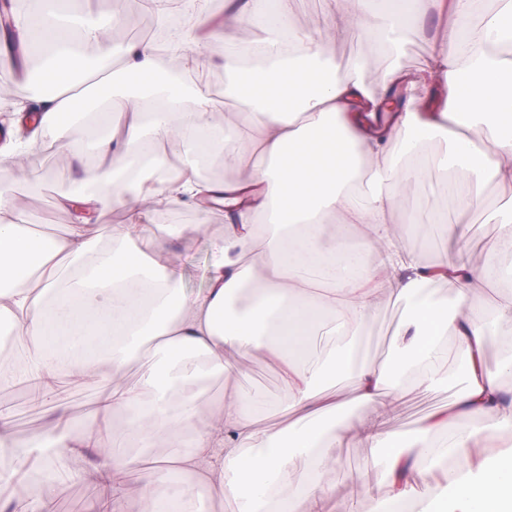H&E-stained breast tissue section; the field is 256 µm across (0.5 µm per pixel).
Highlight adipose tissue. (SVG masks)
<instances>
[{"label":"adipose tissue","instance_id":"ef3b65f1","mask_svg":"<svg viewBox=\"0 0 512 512\" xmlns=\"http://www.w3.org/2000/svg\"><path fill=\"white\" fill-rule=\"evenodd\" d=\"M212 0H151L158 24L183 18L174 36L180 74L160 66L154 43L115 46L110 24L62 12L57 0L21 17L28 51L51 50L42 75L53 87L35 107L17 101L0 143V163L25 175L44 139L65 142L73 127L95 122L99 163L90 175L94 195L62 197L74 216L58 237L25 226L16 199L0 193V321L31 347L0 362V385L21 381L34 404L55 401L61 375L104 381L95 421L82 435L69 428L57 404L45 425L56 451L41 441L19 447L9 414L0 412V453L13 462L0 512H53L35 467L54 468L59 454L99 449L80 472L101 490L98 512H189L192 499L232 498L238 512H329L319 483L335 468L333 449L352 435L386 451L385 495L377 512H397L421 488L432 459L451 458L466 479L444 472L447 486L434 512H512V457L490 463L473 456L512 427V398L501 384L512 353L496 366L478 363L490 321H512V292L489 296L494 281L512 280V0H497L479 28H471L475 0H434L448 18L420 70L384 67L377 85L365 82L367 62L342 64L328 46L352 32H375L395 52L414 30L425 0H326L323 20L289 30L295 0H230L216 19ZM257 30L250 62L224 59V103L202 89V50L220 34ZM437 76L443 96L422 74ZM486 132L477 144L471 131ZM444 140L436 160L448 175L458 210L480 212L499 224L481 260L458 251L432 261L393 232V214L406 188L424 176L422 149ZM176 150L179 167L160 158ZM223 159L233 178L202 176L207 158ZM505 188L498 200L488 185ZM224 208V232L210 240L207 286L188 295L176 262L160 244L137 247L141 224L178 206ZM120 207L123 223L101 245L87 229L95 212ZM267 227L256 234L255 224ZM432 282L450 284L448 302L426 297ZM406 302L396 331V356L379 364L353 363L365 320L383 298ZM333 328L342 341L322 363L304 359L308 339ZM453 335L465 377L446 409L424 418L413 437L387 431L394 403L410 379L432 387L438 347ZM275 364L288 393L287 423L260 429L259 396L223 393L207 419L198 406L213 376H235L243 360ZM111 372L101 376V363ZM140 366L136 383L125 375ZM327 372L350 374L352 399L366 412L339 419L335 393L316 391ZM487 421L474 430V417ZM447 444H437L439 433ZM164 434L169 452L153 450ZM135 451H127V443ZM138 473V498L126 477ZM288 498H279L280 489Z\"/></svg>","mask_w":512,"mask_h":512}]
</instances>
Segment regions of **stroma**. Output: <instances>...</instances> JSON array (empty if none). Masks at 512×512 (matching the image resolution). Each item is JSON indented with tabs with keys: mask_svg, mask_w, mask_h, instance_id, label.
I'll return each mask as SVG.
<instances>
[{
	"mask_svg": "<svg viewBox=\"0 0 512 512\" xmlns=\"http://www.w3.org/2000/svg\"><path fill=\"white\" fill-rule=\"evenodd\" d=\"M61 169L71 170L72 179H55V172ZM0 185L24 207L29 230L55 237L64 234L72 221L71 214L59 206V198L65 194L86 193L91 189L87 174L77 158L61 147L51 153L39 152L26 179H16L10 168L0 169ZM197 221V210L182 206L157 213L151 224L143 229L145 239L160 240L166 255L180 261L181 286L188 294L206 286L204 269L210 258L209 241L211 235L223 231L224 214L212 212L208 224L196 234L168 237L164 234V227L168 224H194ZM406 314L404 304L383 300L365 322L360 358L376 364L391 358L396 351L395 330ZM439 364L442 383L427 391L420 389L417 383H410L397 402L396 412L387 424L388 430L412 435L423 418L447 406L464 387L454 336H446L442 342ZM229 386L257 392L264 397L267 407L257 419L259 427L275 429L281 426L286 418L284 407L288 394L281 385L276 369L269 363L260 360L252 362L246 376L232 381L214 378L207 397L200 403L201 415L212 412L213 398L220 396ZM1 407L14 414L16 438L21 443L29 442L46 417L44 411L29 406L25 388L21 385L0 389ZM336 456L340 461L339 468L322 475L332 512H369L373 500L385 492L380 477L384 458L382 450L346 439L338 445ZM32 478L42 483L43 492L52 501L55 512H90L98 496L97 487L87 482L64 477L51 480L41 471L34 472Z\"/></svg>",
	"mask_w": 512,
	"mask_h": 512,
	"instance_id": "obj_1",
	"label": "stroma"
}]
</instances>
